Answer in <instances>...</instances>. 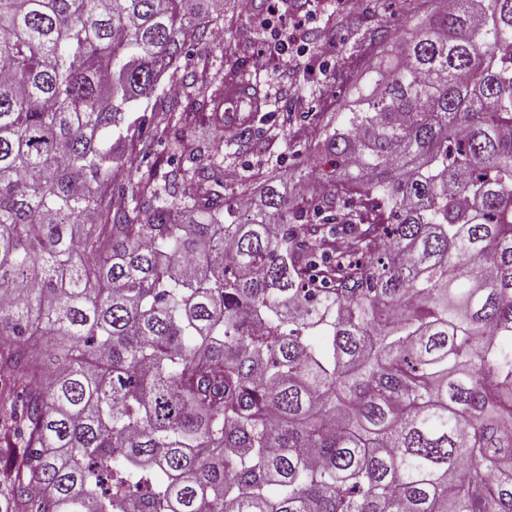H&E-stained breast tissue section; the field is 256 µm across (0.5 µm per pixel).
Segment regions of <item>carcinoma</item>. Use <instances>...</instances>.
Masks as SVG:
<instances>
[{
  "label": "carcinoma",
  "instance_id": "cac0c4a2",
  "mask_svg": "<svg viewBox=\"0 0 512 512\" xmlns=\"http://www.w3.org/2000/svg\"><path fill=\"white\" fill-rule=\"evenodd\" d=\"M431 2L293 201L159 150L224 0H0V512H512V0Z\"/></svg>",
  "mask_w": 512,
  "mask_h": 512
}]
</instances>
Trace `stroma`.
Masks as SVG:
<instances>
[{
	"instance_id": "1",
	"label": "stroma",
	"mask_w": 512,
	"mask_h": 512,
	"mask_svg": "<svg viewBox=\"0 0 512 512\" xmlns=\"http://www.w3.org/2000/svg\"><path fill=\"white\" fill-rule=\"evenodd\" d=\"M427 7V0H359L353 8L348 0H310L306 8L288 10L281 24L292 29L297 45L307 49L294 81L288 83L279 73L278 58L269 53V35L253 31L256 9L243 14L227 6L221 36L225 43L247 45L249 71L268 101L257 113L254 128L269 148L263 154L236 153L224 143L225 125L196 123L173 128L169 150L188 157L219 142L225 171L241 175L249 168L274 169L287 187H295L299 173L309 168V148L317 141L319 128L327 120H340L369 74L367 62L351 50L357 35L344 24L343 14L353 11L355 18L395 39L405 21Z\"/></svg>"
}]
</instances>
